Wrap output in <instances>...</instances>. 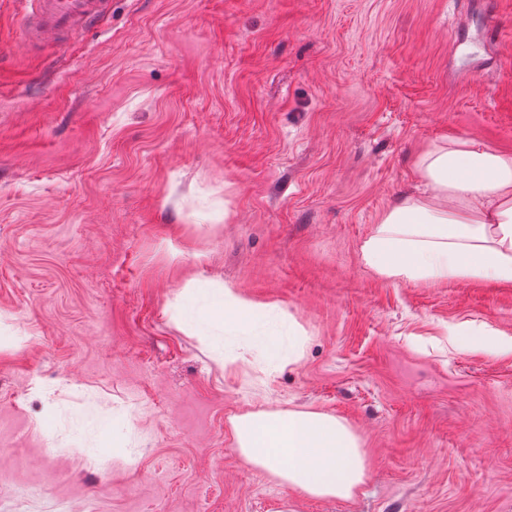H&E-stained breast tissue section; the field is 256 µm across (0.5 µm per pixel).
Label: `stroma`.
I'll return each instance as SVG.
<instances>
[{
  "label": "stroma",
  "instance_id": "stroma-1",
  "mask_svg": "<svg viewBox=\"0 0 512 512\" xmlns=\"http://www.w3.org/2000/svg\"><path fill=\"white\" fill-rule=\"evenodd\" d=\"M0 0V512H512V285L360 258L443 138L512 152V0H109L27 46ZM202 278L304 326L260 389L178 330ZM345 419L306 499L232 416ZM33 488L39 495L21 499Z\"/></svg>",
  "mask_w": 512,
  "mask_h": 512
}]
</instances>
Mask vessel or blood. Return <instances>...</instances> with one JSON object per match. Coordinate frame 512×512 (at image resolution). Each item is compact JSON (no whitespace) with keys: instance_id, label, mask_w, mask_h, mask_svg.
I'll return each instance as SVG.
<instances>
[{"instance_id":"1","label":"vessel or blood","mask_w":512,"mask_h":512,"mask_svg":"<svg viewBox=\"0 0 512 512\" xmlns=\"http://www.w3.org/2000/svg\"><path fill=\"white\" fill-rule=\"evenodd\" d=\"M104 0H22L21 17L29 42L45 34L73 32L99 17Z\"/></svg>"}]
</instances>
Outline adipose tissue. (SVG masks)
<instances>
[{
	"label": "adipose tissue",
	"instance_id": "adipose-tissue-1",
	"mask_svg": "<svg viewBox=\"0 0 512 512\" xmlns=\"http://www.w3.org/2000/svg\"><path fill=\"white\" fill-rule=\"evenodd\" d=\"M417 196L381 213L361 245L363 264L392 283L448 280L512 284V152L471 139L449 138L422 151ZM175 320L214 349L217 331L240 335V352L227 365L258 351L262 376L299 363L308 334L297 322L271 326L274 304L187 282L173 305ZM235 449L304 498L347 501L364 483L368 457L360 436L343 419L302 409L249 411L230 419Z\"/></svg>",
	"mask_w": 512,
	"mask_h": 512
}]
</instances>
